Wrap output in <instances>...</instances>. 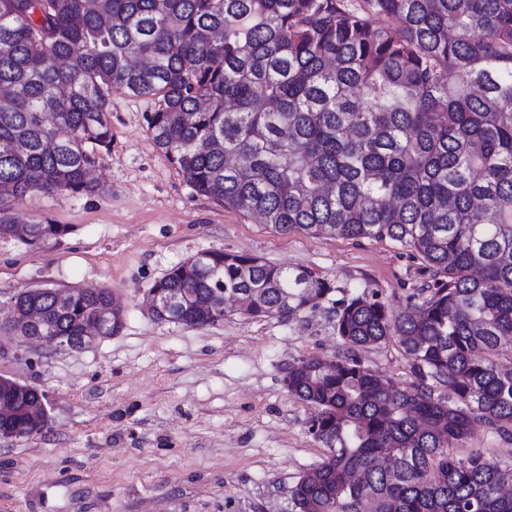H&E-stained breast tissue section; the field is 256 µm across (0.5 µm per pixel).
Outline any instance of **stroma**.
Wrapping results in <instances>:
<instances>
[{"label":"stroma","instance_id":"stroma-1","mask_svg":"<svg viewBox=\"0 0 512 512\" xmlns=\"http://www.w3.org/2000/svg\"><path fill=\"white\" fill-rule=\"evenodd\" d=\"M154 106L113 92L94 191L13 204L12 216L65 234L39 246L0 237V377L44 393L49 414L41 434L0 438V512H291V488L326 449L308 432L314 407L284 386L288 364L347 355L333 299L375 292L399 311L429 279L390 239L282 234L197 194L150 138ZM206 250L307 269L333 298L286 321L236 311L206 327L157 320L153 283ZM72 287L109 290L121 332L72 349L11 331L14 292ZM358 356L400 385L414 379L394 341Z\"/></svg>","mask_w":512,"mask_h":512}]
</instances>
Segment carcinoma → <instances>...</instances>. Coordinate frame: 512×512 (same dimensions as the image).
<instances>
[{"instance_id": "cac0c4a2", "label": "carcinoma", "mask_w": 512, "mask_h": 512, "mask_svg": "<svg viewBox=\"0 0 512 512\" xmlns=\"http://www.w3.org/2000/svg\"><path fill=\"white\" fill-rule=\"evenodd\" d=\"M0 235L66 232L8 216L30 192L88 193L112 141V92L152 98L148 132L194 190L281 233L389 238L430 280L396 312L373 293L336 301L350 354L288 365V393L317 412L321 477L291 512H512V467L456 449L477 423L512 437V0H0ZM153 288L191 296L190 327L290 316L332 293L306 269L212 250ZM75 347L105 288L12 297ZM392 338L415 381L401 386L356 351ZM440 385L455 395L434 394ZM23 437L45 428L37 391L6 378Z\"/></svg>"}]
</instances>
